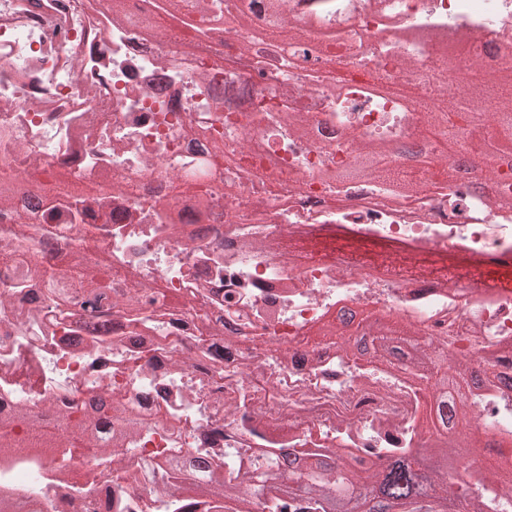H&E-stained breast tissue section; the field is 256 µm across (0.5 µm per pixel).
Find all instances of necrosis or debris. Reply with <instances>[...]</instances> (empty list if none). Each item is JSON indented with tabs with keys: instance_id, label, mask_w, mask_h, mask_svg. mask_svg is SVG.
<instances>
[{
	"instance_id": "obj_1",
	"label": "necrosis or debris",
	"mask_w": 512,
	"mask_h": 512,
	"mask_svg": "<svg viewBox=\"0 0 512 512\" xmlns=\"http://www.w3.org/2000/svg\"><path fill=\"white\" fill-rule=\"evenodd\" d=\"M224 0L199 37L169 0L132 33L114 0H0V418L21 442L0 493L26 512H179L197 483L247 487L262 448H348L371 463L427 447L435 405L378 358L321 341L364 323L441 337L454 362L512 373V288L390 255L328 258L315 224H352L420 253H512V177L482 179L448 109L449 73L482 97L512 84V0ZM73 205L79 221L46 224ZM100 296L50 304L76 268ZM223 350L213 369L205 350ZM111 398L115 467L76 438L38 456L42 425ZM477 429L512 457V385Z\"/></svg>"
}]
</instances>
